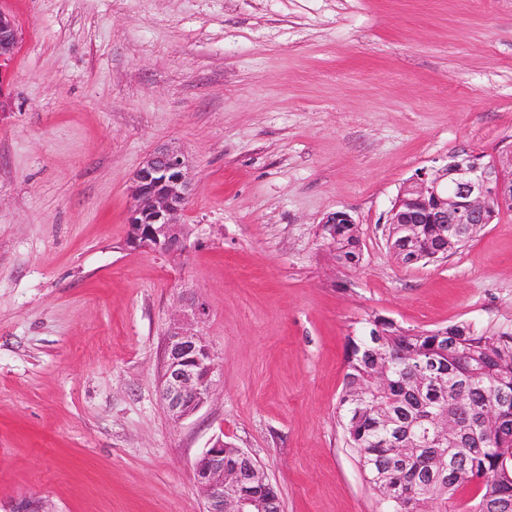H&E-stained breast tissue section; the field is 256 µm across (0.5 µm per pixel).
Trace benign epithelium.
<instances>
[{
    "label": "benign epithelium",
    "mask_w": 512,
    "mask_h": 512,
    "mask_svg": "<svg viewBox=\"0 0 512 512\" xmlns=\"http://www.w3.org/2000/svg\"><path fill=\"white\" fill-rule=\"evenodd\" d=\"M21 33L12 18L0 12V86L3 64L14 53ZM132 205L124 244L134 251L184 253L188 225L182 215L193 187L189 164L179 150L162 145L148 153L133 174ZM512 213V145L488 161L467 150L454 151L416 175L397 195L388 213L389 224H433L443 236L458 226L478 229L502 214ZM344 211L322 220V240L336 237V225L352 224ZM209 315L204 301L191 312L178 314L165 338L161 397L175 421L194 415L213 392L217 363L197 330ZM194 480L205 500V512H283L280 497L263 496L256 486L272 482L253 460L245 467L224 466V440L215 439L196 460Z\"/></svg>",
    "instance_id": "benign-epithelium-1"
}]
</instances>
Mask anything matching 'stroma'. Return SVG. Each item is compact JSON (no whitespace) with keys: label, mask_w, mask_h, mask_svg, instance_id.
I'll return each mask as SVG.
<instances>
[{"label":"stroma","mask_w":512,"mask_h":512,"mask_svg":"<svg viewBox=\"0 0 512 512\" xmlns=\"http://www.w3.org/2000/svg\"><path fill=\"white\" fill-rule=\"evenodd\" d=\"M0 512H203L245 451L284 512H384L338 421L347 337L512 326V213L427 265L387 245L434 158L512 143V0H0ZM196 191L181 260L123 245L159 143ZM345 211L358 267L318 226ZM205 301L212 397L173 424L164 335ZM20 39L21 33L12 18L0 12V82L4 81L2 66L9 61Z\"/></svg>","instance_id":"stroma-1"}]
</instances>
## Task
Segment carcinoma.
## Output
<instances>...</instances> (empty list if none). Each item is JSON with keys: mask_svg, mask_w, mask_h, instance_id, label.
Wrapping results in <instances>:
<instances>
[{"mask_svg": "<svg viewBox=\"0 0 512 512\" xmlns=\"http://www.w3.org/2000/svg\"><path fill=\"white\" fill-rule=\"evenodd\" d=\"M415 247L430 262L463 247L472 228L442 237L414 224ZM336 260H362L356 224L336 225ZM338 413L347 443L380 497L400 486L387 512H448V501L476 486L472 512H503L512 503V326L480 329L456 322L430 330L405 328L381 315L360 321L348 337ZM433 361L443 380L414 379ZM494 405L495 419H476Z\"/></svg>", "mask_w": 512, "mask_h": 512, "instance_id": "cac0c4a2", "label": "carcinoma"}]
</instances>
